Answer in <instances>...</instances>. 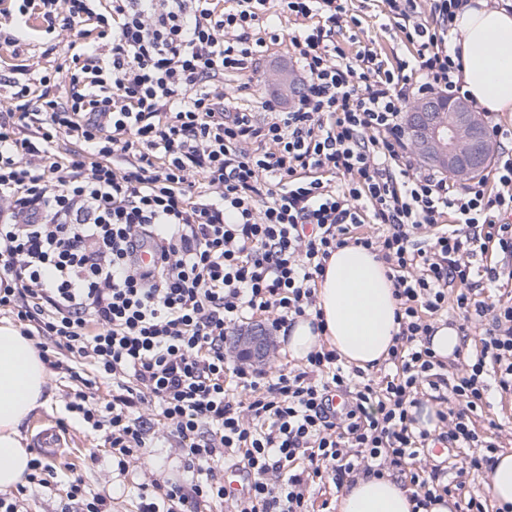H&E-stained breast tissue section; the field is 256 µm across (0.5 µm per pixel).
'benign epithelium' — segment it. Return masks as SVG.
Returning <instances> with one entry per match:
<instances>
[{"label": "benign epithelium", "mask_w": 512, "mask_h": 512, "mask_svg": "<svg viewBox=\"0 0 512 512\" xmlns=\"http://www.w3.org/2000/svg\"><path fill=\"white\" fill-rule=\"evenodd\" d=\"M410 145L423 163L460 184L482 175L496 150L485 135L484 119L463 99L431 96L411 111ZM276 349L274 336L255 324L239 330L230 344L237 357L257 366L268 362Z\"/></svg>", "instance_id": "7a95c632"}]
</instances>
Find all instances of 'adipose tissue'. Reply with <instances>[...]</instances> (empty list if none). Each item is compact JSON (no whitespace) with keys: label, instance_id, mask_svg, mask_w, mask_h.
<instances>
[{"label":"adipose tissue","instance_id":"ef3b65f1","mask_svg":"<svg viewBox=\"0 0 512 512\" xmlns=\"http://www.w3.org/2000/svg\"><path fill=\"white\" fill-rule=\"evenodd\" d=\"M453 45L462 55L459 79L467 98L484 112H512V8L465 0L453 19ZM325 324L314 330L300 318L287 330L289 354L304 358L326 346L349 366L373 370L388 357L399 332L389 270L376 253L353 245L330 256L317 281ZM49 374L30 338L0 325V490L25 480L31 455L21 424L45 403ZM339 512H412V492L395 475L357 476L337 502Z\"/></svg>","mask_w":512,"mask_h":512}]
</instances>
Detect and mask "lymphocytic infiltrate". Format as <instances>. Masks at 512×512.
<instances>
[{
  "label": "lymphocytic infiltrate",
  "instance_id": "lymphocytic-infiltrate-1",
  "mask_svg": "<svg viewBox=\"0 0 512 512\" xmlns=\"http://www.w3.org/2000/svg\"><path fill=\"white\" fill-rule=\"evenodd\" d=\"M12 2L17 22L59 19L74 37L67 87L23 64L0 73V307L116 384L111 402L80 391L69 408L108 428L119 470L150 447L138 409L155 404L197 478L140 483L139 512L225 499L214 467L238 456L252 481L235 512H308L309 483L390 471L426 512L453 491L418 463L438 444L468 449L460 471H490L496 446L476 419L512 394V302L479 299L475 275L495 288L502 273L475 261L491 246L512 260V151L494 185L457 189L415 171L401 121L412 100L461 95L449 23L463 0H430L427 21L418 0H383L412 49L392 65L367 46L347 63L339 36L361 26L347 0H280L296 27L269 39L288 38L308 81L289 107L264 101L262 123L228 106L224 77L255 76L266 0ZM138 244L158 263L139 265ZM347 245L393 277V375L375 382L327 348L270 374L227 360L238 323L269 314L277 331L316 313V281ZM451 311L460 334L486 329L450 368L431 338ZM426 400L430 430L416 426Z\"/></svg>",
  "mask_w": 512,
  "mask_h": 512
}]
</instances>
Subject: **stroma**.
Instances as JSON below:
<instances>
[{
	"label": "stroma",
	"mask_w": 512,
	"mask_h": 512,
	"mask_svg": "<svg viewBox=\"0 0 512 512\" xmlns=\"http://www.w3.org/2000/svg\"><path fill=\"white\" fill-rule=\"evenodd\" d=\"M351 13L361 21L357 31L359 41L373 42L375 49L388 59L404 58L408 49L395 37L381 32L384 23V6L381 0H351ZM45 34L39 20H31L28 35L17 49L0 48V65L13 64L15 58H23L35 74L54 71L67 66L64 51L44 55ZM260 84L246 85L244 76L228 75L224 78V92L231 106L249 112H260L261 104L269 98L280 99L290 104L291 94L279 82L282 74H291L295 81L303 76L291 57L288 40L268 43L258 63ZM62 369L51 371L48 402L37 409L24 423L22 434L27 449H34L38 433L49 426L64 425L63 439L68 447L59 449L49 461L54 469L47 486L28 487L21 502L22 512H60L62 505H69L70 512H80V505L68 504L66 493L70 481L81 480L88 493H103L110 500L111 512H136L137 486L139 483L156 479L176 481L183 479V459L176 451V438L170 428L159 424L157 410L153 403L143 404L139 412L154 425L153 446L148 464L131 462L125 473H118L112 460L109 443L104 431L86 427L66 409L74 393L83 387L84 380H91V391L101 402L112 399V382L97 377L87 359L61 353Z\"/></svg>",
	"instance_id": "obj_1"
}]
</instances>
